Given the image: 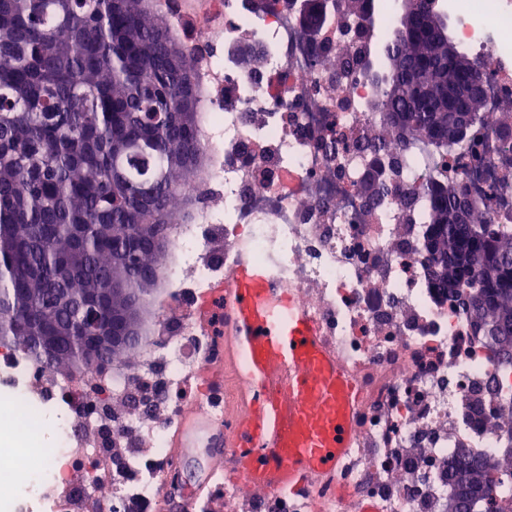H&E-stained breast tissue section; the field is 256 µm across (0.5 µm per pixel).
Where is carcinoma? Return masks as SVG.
<instances>
[{
    "instance_id": "1",
    "label": "carcinoma",
    "mask_w": 512,
    "mask_h": 512,
    "mask_svg": "<svg viewBox=\"0 0 512 512\" xmlns=\"http://www.w3.org/2000/svg\"><path fill=\"white\" fill-rule=\"evenodd\" d=\"M363 24L375 0H347ZM191 49L147 0H0V335L36 355L34 336L54 320L73 331L79 350L82 312L55 306L54 288H110L124 278L141 298L156 287L155 254L131 249L144 236L167 235L188 214L171 209L205 163L198 136L202 93ZM385 58L381 111L389 126L406 113L404 145L448 144L447 124L427 111L448 87L473 77V57L448 61V43L432 31L407 35L399 23ZM434 77L433 97L417 100L405 65ZM465 183L431 181L422 220L437 287L480 304L477 330L512 352V231L468 212L457 224ZM494 253L491 271L461 269L458 253ZM31 322L16 330L13 316ZM456 496L448 512H499L492 497L495 466L461 456L451 466Z\"/></svg>"
}]
</instances>
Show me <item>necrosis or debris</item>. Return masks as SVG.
<instances>
[{
  "mask_svg": "<svg viewBox=\"0 0 512 512\" xmlns=\"http://www.w3.org/2000/svg\"><path fill=\"white\" fill-rule=\"evenodd\" d=\"M492 3L491 24L466 20L456 30L492 72L467 146L387 150L392 193L373 204L361 192L372 158L363 142L382 122L381 88L341 76L340 60L360 50L378 58L394 33L395 0L385 4V29L361 35L346 9L332 10L314 47L299 25L301 0H162L189 37L205 91L208 161L190 187L193 219L170 227L160 315L135 356L72 379L0 347V484L31 487L5 512H74L93 496L72 470L78 458L107 488L112 512H153L180 415H238L232 389L210 387L214 340L197 309L245 261L292 293L359 404L330 472L293 491L225 484L224 512H448V466L459 453L503 461L512 363L475 331L463 300L436 288L426 227L402 223L398 202L407 194L423 206L429 181L463 180L492 223L512 225V0ZM241 42L259 48L256 64L231 54ZM49 409L62 421L42 419ZM38 431L57 450L33 466L27 450ZM106 442L117 455L103 453Z\"/></svg>",
  "mask_w": 512,
  "mask_h": 512,
  "instance_id": "necrosis-or-debris-1",
  "label": "necrosis or debris"
}]
</instances>
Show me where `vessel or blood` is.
I'll return each mask as SVG.
<instances>
[{
  "label": "vessel or blood",
  "mask_w": 512,
  "mask_h": 512,
  "mask_svg": "<svg viewBox=\"0 0 512 512\" xmlns=\"http://www.w3.org/2000/svg\"><path fill=\"white\" fill-rule=\"evenodd\" d=\"M223 293V303L200 318L216 324L217 361L233 375L241 412L228 430L207 415L186 414L173 455L208 454L212 465L197 487L216 492L214 464L227 455L232 473L256 491L332 470L347 448L356 405L313 323L261 267L241 264Z\"/></svg>",
  "instance_id": "obj_1"
}]
</instances>
